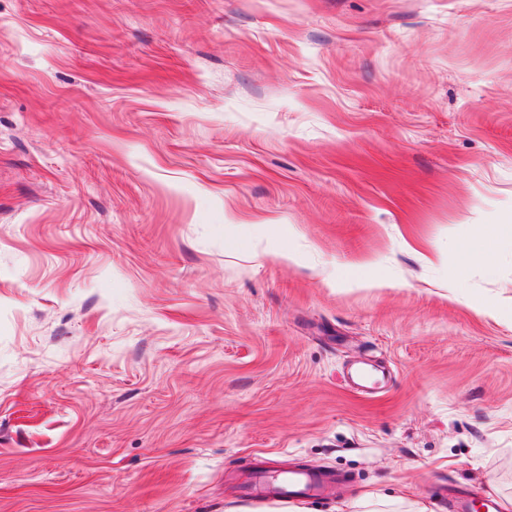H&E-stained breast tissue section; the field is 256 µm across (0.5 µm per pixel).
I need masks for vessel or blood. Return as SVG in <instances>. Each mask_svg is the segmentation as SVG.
I'll use <instances>...</instances> for the list:
<instances>
[{"mask_svg": "<svg viewBox=\"0 0 512 512\" xmlns=\"http://www.w3.org/2000/svg\"><path fill=\"white\" fill-rule=\"evenodd\" d=\"M242 500L252 503L280 502L312 504L339 497L341 479L318 467L271 474L256 468L239 484Z\"/></svg>", "mask_w": 512, "mask_h": 512, "instance_id": "b4317fda", "label": "vessel or blood"}]
</instances>
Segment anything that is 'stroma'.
<instances>
[{"instance_id": "35a3bbf8", "label": "stroma", "mask_w": 512, "mask_h": 512, "mask_svg": "<svg viewBox=\"0 0 512 512\" xmlns=\"http://www.w3.org/2000/svg\"><path fill=\"white\" fill-rule=\"evenodd\" d=\"M451 484L512 497V0H0V512ZM239 497L252 503L280 502L312 504L339 497L343 484L336 474L319 467L288 470L273 475L256 468L239 483Z\"/></svg>"}]
</instances>
